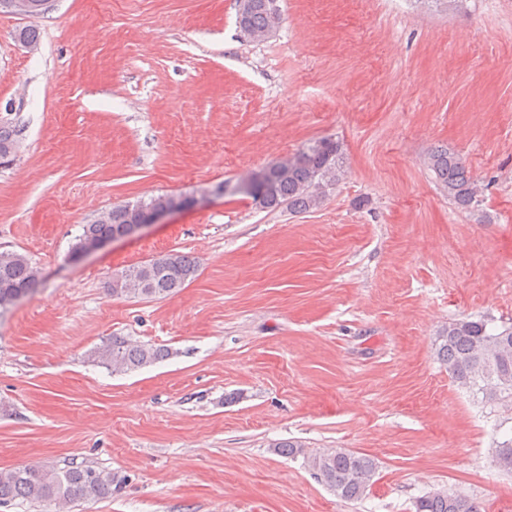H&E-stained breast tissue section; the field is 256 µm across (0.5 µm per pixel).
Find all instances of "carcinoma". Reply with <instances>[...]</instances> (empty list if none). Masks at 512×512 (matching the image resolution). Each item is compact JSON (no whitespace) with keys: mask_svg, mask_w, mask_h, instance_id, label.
Returning <instances> with one entry per match:
<instances>
[{"mask_svg":"<svg viewBox=\"0 0 512 512\" xmlns=\"http://www.w3.org/2000/svg\"><path fill=\"white\" fill-rule=\"evenodd\" d=\"M420 8L439 12L460 11L467 0H413ZM237 22L262 31L272 25V13L280 10L279 0H236ZM17 149L15 129L0 122V159ZM427 167L448 201L467 212L482 205V191L462 157L446 146L433 149ZM267 171L263 208L288 209L306 213L320 208L329 190L336 188L346 169L338 142L322 139L301 148L294 155L265 166ZM191 198L162 193L135 202L116 204L102 217L82 226L71 256L85 251L94 240L120 234L145 213L159 209H182ZM198 275L197 263L178 252L131 265L112 279V295L139 300L169 297ZM39 271L26 255L0 253V312L8 310L38 285ZM439 359L448 374L464 388L487 402H512V325L491 327L485 320L460 319L448 323L439 337ZM93 361L114 372H128L154 364L162 358L160 349L133 343L125 336H112L91 352ZM498 466L512 473V439L496 445ZM310 471L340 499L355 501L366 495L376 473L374 460L361 453L336 450L305 457ZM121 484L110 471L90 465L73 464L60 469L17 465L0 470V503L16 499L29 502H74L103 499ZM415 512H481L473 500L449 492H429L415 502Z\"/></svg>","mask_w":512,"mask_h":512,"instance_id":"1","label":"carcinoma"}]
</instances>
